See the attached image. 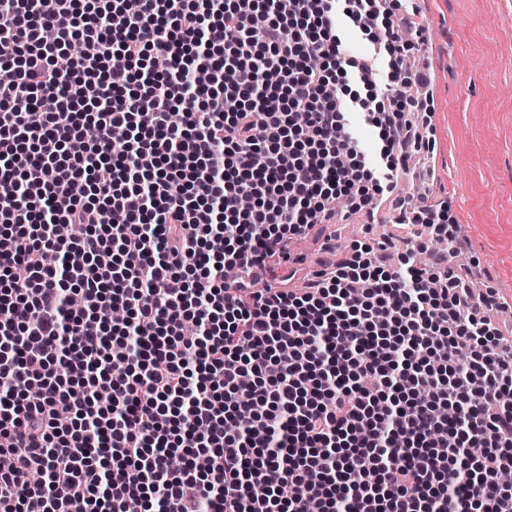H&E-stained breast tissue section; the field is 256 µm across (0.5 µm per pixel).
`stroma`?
<instances>
[{
	"mask_svg": "<svg viewBox=\"0 0 512 512\" xmlns=\"http://www.w3.org/2000/svg\"><path fill=\"white\" fill-rule=\"evenodd\" d=\"M429 39L409 51L428 67L432 96L424 132L434 144L415 156L397 193L414 196L415 171L429 170L426 195L446 206L462 244L456 255L477 288L507 301L493 312L503 336H512V0H416ZM333 248L351 254L355 243L387 241L397 252L419 234L397 223L389 207L375 214L340 207Z\"/></svg>",
	"mask_w": 512,
	"mask_h": 512,
	"instance_id": "stroma-1",
	"label": "stroma"
}]
</instances>
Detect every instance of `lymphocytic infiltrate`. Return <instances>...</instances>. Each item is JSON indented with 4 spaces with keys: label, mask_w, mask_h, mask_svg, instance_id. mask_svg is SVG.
I'll use <instances>...</instances> for the list:
<instances>
[{
    "label": "lymphocytic infiltrate",
    "mask_w": 512,
    "mask_h": 512,
    "mask_svg": "<svg viewBox=\"0 0 512 512\" xmlns=\"http://www.w3.org/2000/svg\"><path fill=\"white\" fill-rule=\"evenodd\" d=\"M408 24L386 0H0V512H512L502 302L419 265L458 235L394 192L433 149ZM388 201L426 230L396 263L267 281L339 203Z\"/></svg>",
    "instance_id": "1"
}]
</instances>
